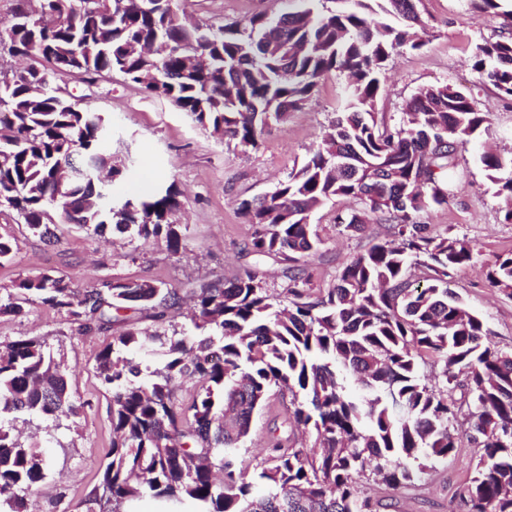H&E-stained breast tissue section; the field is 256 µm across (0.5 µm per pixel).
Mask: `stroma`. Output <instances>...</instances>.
<instances>
[{"instance_id":"1","label":"stroma","mask_w":512,"mask_h":512,"mask_svg":"<svg viewBox=\"0 0 512 512\" xmlns=\"http://www.w3.org/2000/svg\"><path fill=\"white\" fill-rule=\"evenodd\" d=\"M184 16L202 24L245 22L257 14L278 15L287 0H180ZM419 15L427 27L425 44L398 49L381 76L376 117L393 125L403 117L406 102L423 86L449 83L470 91L479 109L491 121L479 137L458 153L456 196L442 206L420 212V223L469 241L477 252L474 261L459 270L450 287L493 332L499 349L512 351V296L491 286L487 273L495 257L512 252V224L502 223L500 200L479 162L482 152L512 153V97L498 96L492 86L479 82L472 70L475 47L496 37L501 20L476 9L472 0H419ZM75 96L90 95L92 107L109 124L112 154L124 169L113 189L116 195L148 197L158 186L174 185L183 206L173 220L180 224L188 258L170 253L165 245L124 241L107 243L71 225L55 230L54 243L23 236L21 226L0 215V227L19 234V248L0 263V289L11 287L18 275L52 270L73 287L87 289L100 280H155L176 289L181 299L170 314L184 323L190 307L189 288L203 282L231 280L251 267L258 271L271 294H282L288 266L272 258L244 255L242 248L251 226L239 205L272 191L292 169L300 167L338 112L346 108L347 78L340 72L325 75L306 105L287 121L267 126L257 147L241 148L232 140H217L199 129L170 101L149 96L119 79L99 77L87 87L79 77H68ZM359 201L337 198L311 217L323 239L307 263L315 288L327 291L342 267L372 244L385 238L387 227L370 216L363 232L348 234L336 226V216L362 212ZM111 331L78 334L74 324L44 306L26 307L22 314L0 315V341L21 336L47 337L67 366L75 369L73 392L81 406L74 430L59 433L58 445L47 448L51 475L36 494L38 512H99L93 492L102 467L112 455L110 392L93 369L94 357ZM480 449L463 444L445 460L435 462L415 486L394 489L364 476L358 486L381 500L384 512H452L451 501L474 472Z\"/></svg>"}]
</instances>
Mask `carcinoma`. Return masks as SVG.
<instances>
[{
	"label": "carcinoma",
	"mask_w": 512,
	"mask_h": 512,
	"mask_svg": "<svg viewBox=\"0 0 512 512\" xmlns=\"http://www.w3.org/2000/svg\"><path fill=\"white\" fill-rule=\"evenodd\" d=\"M17 0L0 23V209L27 232L54 235L59 211L97 235L181 249L180 207L168 186L147 200L124 199L112 210L116 178L102 115L84 99L59 100L58 79L82 74L91 84L119 75L187 112L199 128L255 147L271 121L284 122L332 71L348 77L347 111L305 162L274 190L240 203L253 231L244 251L288 264V303L268 293L252 270L223 286L190 290L191 327L165 324L162 308L176 290L151 280L101 281L81 291L48 271L21 275L0 296V313L48 306L82 332L112 328L113 312L159 309L157 324L126 329L95 355L94 369L112 392V460L95 502L123 512L145 495L196 512H379L357 478L371 466L389 486L413 483L433 462L457 452L454 422L462 390L469 441L483 450L458 494V512H512V352L491 344L485 319L448 288L475 257L473 245L438 233L415 216L457 193L458 151L475 140L490 113L451 84L419 88L405 118L375 119L386 61L403 46L423 45L418 0H384L403 19L373 23V0H289L276 18L243 24H187L177 0ZM503 19L495 38L478 44L473 68L482 83L512 97V0H474ZM25 57L17 71L7 59ZM480 162L512 223V157L485 151ZM349 197L364 212L337 225L364 230L370 214L389 223V239L346 264L324 296H313L303 262L323 244L310 224L327 202ZM424 268V284L410 276ZM489 282L512 296V252L496 258ZM140 351H158L162 366L142 368ZM441 364V381L420 374L419 359ZM194 382L185 404L181 381ZM279 395L284 420L272 422L260 463L240 459L254 415ZM79 408L68 367L43 336L0 341V506L34 512V491L51 464L42 446L13 433L22 416L52 435L75 423ZM308 431L309 444L281 427Z\"/></svg>",
	"instance_id": "cac0c4a2"
}]
</instances>
